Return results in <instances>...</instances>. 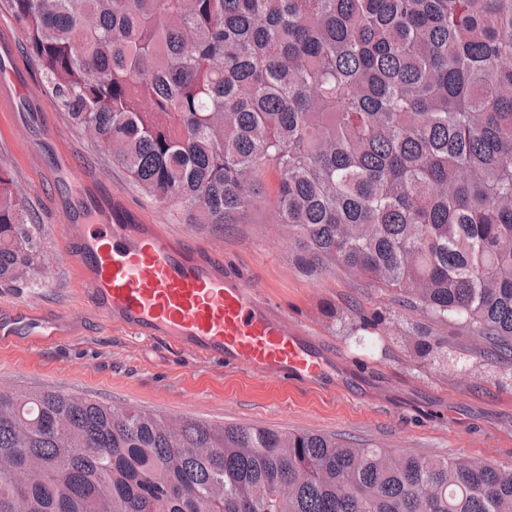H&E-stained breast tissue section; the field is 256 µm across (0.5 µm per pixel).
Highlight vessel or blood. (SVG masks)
Returning a JSON list of instances; mask_svg holds the SVG:
<instances>
[{
  "mask_svg": "<svg viewBox=\"0 0 512 512\" xmlns=\"http://www.w3.org/2000/svg\"><path fill=\"white\" fill-rule=\"evenodd\" d=\"M67 257L79 273L82 302L107 324L160 336L206 358L301 381L327 361L309 334L289 327L258 291L224 271L221 255L169 236L122 206L104 208L81 189L63 212ZM30 302L0 308V344L17 337L66 335L73 315L42 318L31 330Z\"/></svg>",
  "mask_w": 512,
  "mask_h": 512,
  "instance_id": "vessel-or-blood-1",
  "label": "vessel or blood"
}]
</instances>
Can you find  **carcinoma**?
<instances>
[{
    "label": "carcinoma",
    "instance_id": "cac0c4a2",
    "mask_svg": "<svg viewBox=\"0 0 512 512\" xmlns=\"http://www.w3.org/2000/svg\"><path fill=\"white\" fill-rule=\"evenodd\" d=\"M72 125L191 224L276 173L303 267H341L512 363V0H0ZM37 243L0 167V286ZM0 512H512V469L0 389Z\"/></svg>",
    "mask_w": 512,
    "mask_h": 512
}]
</instances>
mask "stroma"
Returning a JSON list of instances; mask_svg holds the SVG:
<instances>
[{
    "mask_svg": "<svg viewBox=\"0 0 512 512\" xmlns=\"http://www.w3.org/2000/svg\"><path fill=\"white\" fill-rule=\"evenodd\" d=\"M7 36L27 88L41 98L43 121L17 128L9 113L0 112V165L14 175L37 240L30 269L15 286L0 288V304L27 300L39 314L73 311L75 321L66 336H23L0 346V389L71 392L167 418L335 433L372 447L512 466V367L488 362L479 337L453 326L442 330L450 345L468 354V374L459 375L451 362L416 370L399 336L419 323V315L342 268L305 273L294 239L276 222L271 199L261 200L242 223L223 226L187 223L182 210L152 200L72 127L60 103L46 93L44 72L14 21L0 11V37ZM47 132L88 183L174 238L222 255L226 271L255 285L291 326L307 330L332 358L326 373L335 392L287 377L261 378L80 311L78 272L66 257L59 227L58 207L71 188L56 172L53 153L36 150ZM351 318L367 323L362 340L348 336L344 325Z\"/></svg>",
    "mask_w": 512,
    "mask_h": 512,
    "instance_id": "35a3bbf8",
    "label": "stroma"
}]
</instances>
